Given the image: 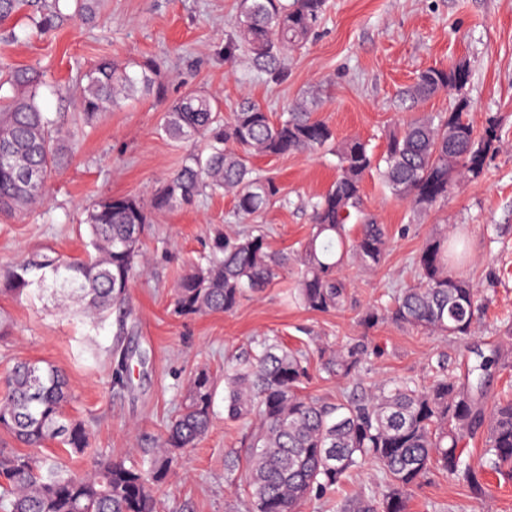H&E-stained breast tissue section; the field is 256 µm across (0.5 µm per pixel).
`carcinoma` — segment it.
<instances>
[{
	"label": "carcinoma",
	"instance_id": "1",
	"mask_svg": "<svg viewBox=\"0 0 512 512\" xmlns=\"http://www.w3.org/2000/svg\"><path fill=\"white\" fill-rule=\"evenodd\" d=\"M325 0H240L235 34L224 46L226 60L248 55L253 67L274 82L285 79L288 52L304 48L319 26ZM23 15L28 26L48 33L69 15L60 0H0V38L14 40L4 24ZM470 70L464 64L432 66L422 71L409 98L420 103L441 91L455 96L454 109L399 124L375 155L368 143L351 137L336 145L338 173L311 204V232L296 254L270 249L259 230L234 237L216 235L205 262L195 263L174 289V307L188 316L232 310L248 292L275 282L296 268L294 298L304 308L328 312L342 306L347 283L345 261L378 266L388 239L383 225L367 213L362 194L366 174L376 172L394 198L407 203L415 217L448 202L451 190L479 178L487 158L498 148L496 120L477 130L467 118L465 94ZM0 219L30 210L44 196L52 174L71 160L70 131L57 125L41 104L43 74L31 67L0 61ZM87 116L110 112L145 95L164 96L151 59L119 63L103 57L83 73L73 88ZM160 130L169 139L203 148L188 152L180 168L158 189L150 203L135 196L100 199L87 215L90 246L97 256L62 263L48 255L20 264L1 285L15 296L80 294L87 309L105 316L120 304L140 270L141 237L151 214L194 204L206 190L233 195L235 213L246 219L282 197L270 175L255 172L256 156L315 153L335 141L328 123L304 101L294 103L279 121L246 99L228 116L217 98L189 91L165 110ZM39 173L30 182L26 171ZM414 265L418 283L404 288L392 306H372L362 322L391 320L438 336L474 333L483 299L467 280L448 267V238H430ZM502 336L489 353L472 351L475 362L465 373L438 363L433 382L422 387L409 379L389 380L371 389L323 402L304 392L311 379L309 357L277 337H266L258 354L239 357L224 368V412L231 421L255 420L244 455L231 452L228 472L247 463L251 512H299V506L336 489L344 480L375 470L385 481L382 496L360 494L345 501L343 512H406L411 493L434 469L485 496L483 477L492 472L512 480V395L491 406L485 396L494 373L512 368V322L499 325ZM364 346L346 344L321 351V370L329 377L359 380ZM217 382L197 372L188 396L171 420L158 451L145 465L128 466L94 457L90 473L68 469L60 458L41 451L57 439L74 453L88 447L84 425L66 413L69 388L51 365L18 361L9 392L0 399V430L29 448L26 453L0 449V512H158L157 493L171 469L207 434ZM481 436L477 461L464 457L463 441Z\"/></svg>",
	"mask_w": 512,
	"mask_h": 512
}]
</instances>
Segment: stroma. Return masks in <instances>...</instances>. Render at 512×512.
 Instances as JSON below:
<instances>
[{"mask_svg": "<svg viewBox=\"0 0 512 512\" xmlns=\"http://www.w3.org/2000/svg\"><path fill=\"white\" fill-rule=\"evenodd\" d=\"M237 5L238 0H102L95 21L76 18L50 37L30 39L23 37L20 21L18 41L0 40V60L44 70L42 106L64 127L75 128L79 143L73 162L49 179L43 203L0 222L1 271L42 252L85 258V219L98 199H149L187 153L159 128L168 101L190 89L216 96L227 113L248 97L276 117L304 98L337 140L357 136L379 152L394 123L450 109L452 101L442 93L405 111L402 97L419 73L461 62L471 68L469 118L480 130L495 117L501 143L483 177L457 186L447 205L418 219L377 176L366 177V209L385 225L388 250L378 268L353 262L344 268L348 298L327 313L293 301L289 278L247 294L227 313L180 317L172 312L178 280L214 235L241 234L255 224L272 250L289 253L298 247L309 232L311 199L336 177L338 159L327 150L254 159V167L275 176L285 194L254 223L235 216L233 199L225 193H207L192 206L157 215L143 234L148 270L132 282L123 312L93 321L73 296L18 298L0 292V317L11 325L9 334L0 336V393L17 359L56 366L69 381V411L84 423L91 450L129 465L156 452L197 369L223 375L226 358L258 353L264 337H281L292 347L307 344L315 373L306 391L333 402L355 385L320 373L322 348L365 341L369 359L362 387L390 379L426 384L438 362L456 367L468 349L496 345L499 319L512 316V0H327L317 34L289 56L288 77L277 83L255 71L246 57L225 60ZM104 56L155 60L166 99L145 96L91 123H77L75 99H61L57 88L75 83ZM443 230L465 238L468 257L454 272L473 281L488 299L475 333L462 340L389 319L363 326L367 307L415 284V256L426 238ZM120 366L128 381L117 386L112 378ZM213 410L207 436L168 476L159 494L160 512H249L245 472H227L224 459L245 448L252 423L225 420L223 393H216ZM484 480L487 494L480 499L432 471L415 491L409 512H512V481L492 474ZM360 488L380 490L381 479L367 471L334 494L306 501L300 510L340 512L345 498Z\"/></svg>", "mask_w": 512, "mask_h": 512, "instance_id": "stroma-1", "label": "stroma"}]
</instances>
